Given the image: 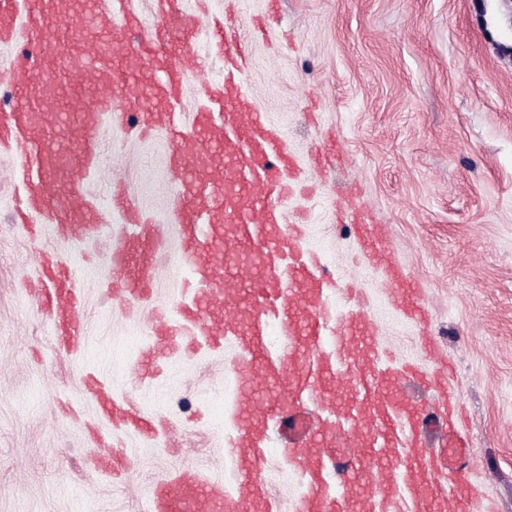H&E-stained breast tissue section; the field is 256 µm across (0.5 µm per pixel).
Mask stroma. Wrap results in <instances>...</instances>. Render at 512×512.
<instances>
[{
    "instance_id": "stroma-1",
    "label": "stroma",
    "mask_w": 512,
    "mask_h": 512,
    "mask_svg": "<svg viewBox=\"0 0 512 512\" xmlns=\"http://www.w3.org/2000/svg\"><path fill=\"white\" fill-rule=\"evenodd\" d=\"M208 2L228 29L258 24L242 82L299 163L335 133L345 165L306 172L288 215L308 214V245L372 288L371 316L398 350L421 360V334L435 337L463 382L472 512H512V0H280L273 11L266 0ZM176 146L165 133L144 141L135 126L104 125L91 192L108 202L120 175L156 223H170ZM15 163L0 150V512H145L152 484L180 468L221 478L226 354L169 359L146 392L178 447L114 428L82 375L127 392L148 318L114 313L101 286L110 276L103 247H71L87 340L61 352L30 294L43 277L34 256L56 242L39 218L16 222ZM354 187L424 288L427 331L378 293L379 272L355 263V229L331 204ZM335 423L296 406L290 422L271 421L270 445L308 441L314 426ZM114 444L126 450V477L89 473L88 453Z\"/></svg>"
}]
</instances>
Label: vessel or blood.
<instances>
[{
  "label": "vessel or blood",
  "mask_w": 512,
  "mask_h": 512,
  "mask_svg": "<svg viewBox=\"0 0 512 512\" xmlns=\"http://www.w3.org/2000/svg\"><path fill=\"white\" fill-rule=\"evenodd\" d=\"M128 0H112V22L102 31L88 29L84 18L97 0H30L26 23L17 19V0H0V43L29 41L41 67L18 59L0 68V84L12 92L7 119L0 121V147L21 151L25 161L14 174L26 185L28 213L43 216L62 244L78 240L108 242L112 297L126 316L149 309L154 339L142 343L132 365L140 390L154 379L157 342L174 353L220 349L233 337V378L224 396V477L212 481L185 468L157 482L147 512H176L177 504L196 512H282V503L266 487L260 447L266 441L273 409L301 403L333 410L345 418L343 431H322L311 444L277 449L276 456L300 468L306 478L294 512H347L353 496L344 476H332L329 465L343 447L356 448L365 463L366 448L383 452L361 512H467L464 484L453 460L462 452L456 434L440 453L424 449L419 423L428 408L405 399L393 374L418 378L439 388L441 410L449 425H458L462 391L448 378L447 367L430 337H423L424 362L399 360L398 351L375 326L364 298L367 288H344L324 270L322 258L302 250L304 222H291L283 204L295 192L299 166L283 130L256 110L236 80L234 68L250 45L240 34L211 32L216 54L224 60V78L208 86L224 106L223 122L210 112L185 121L173 106L183 93L184 73L156 58L161 77L136 62L147 46L169 44L185 50L196 45L205 18L184 0H155L157 24L137 22ZM112 40L123 59L106 63L100 38ZM150 91L143 110L130 115L131 91ZM136 117L148 135L178 132L181 148L170 154V170L181 177L169 201L172 225L153 223L139 205L113 192V207L127 220L112 227L103 222L87 182L102 156L103 122L113 128ZM354 218L363 260L382 273L386 299L409 319L426 320L424 290L395 260L383 225L369 224L355 201L341 203ZM177 243V266L187 277L184 295L192 303L181 314L155 295L158 258L168 239ZM57 284L55 296L42 306L52 318L67 351L86 343L81 300L73 290V272L60 253L40 254ZM354 301L350 313L336 310L337 295ZM276 331L279 355H265L266 337ZM372 353L360 366V384L345 395L334 386L339 361L354 352ZM100 412L126 432L166 445L155 421L123 397L96 385ZM404 448L415 452L414 464L401 460ZM336 485L339 494L327 493Z\"/></svg>",
  "instance_id": "b4317fda"
}]
</instances>
